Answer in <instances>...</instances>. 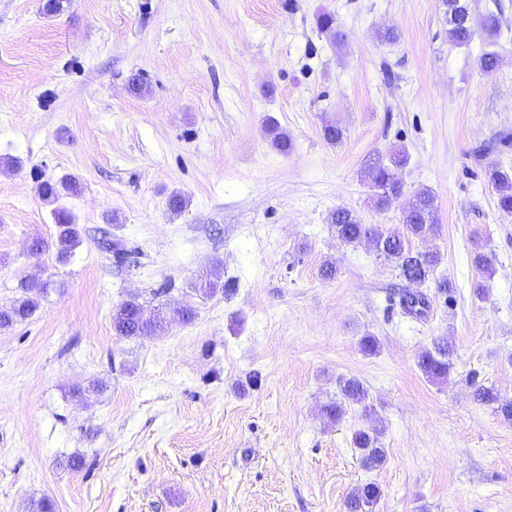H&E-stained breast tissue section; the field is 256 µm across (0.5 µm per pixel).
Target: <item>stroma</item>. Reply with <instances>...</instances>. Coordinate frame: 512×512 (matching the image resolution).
Here are the masks:
<instances>
[{
	"label": "stroma",
	"mask_w": 512,
	"mask_h": 512,
	"mask_svg": "<svg viewBox=\"0 0 512 512\" xmlns=\"http://www.w3.org/2000/svg\"><path fill=\"white\" fill-rule=\"evenodd\" d=\"M498 2L486 75L485 33L449 45L442 0H0V306L23 280L48 285L0 329V512L44 497L55 512H346L365 482L383 491L376 512H512V423L474 397L512 399V216L485 177L512 167L491 149L512 133V0ZM323 11L343 41L318 30ZM388 28L397 41L378 39ZM397 149L404 192L379 212L369 174ZM66 176L82 242L61 262L28 247L56 233L39 183ZM425 189L439 223L411 246L441 262L415 319L392 264L327 218L343 207L394 231ZM105 230L137 266H115ZM203 274L213 292L195 291ZM132 295L197 316L115 336ZM438 336L454 350L442 382L417 365ZM343 376L367 403L333 424L322 407ZM371 418L388 461L368 470L351 435Z\"/></svg>",
	"instance_id": "obj_1"
}]
</instances>
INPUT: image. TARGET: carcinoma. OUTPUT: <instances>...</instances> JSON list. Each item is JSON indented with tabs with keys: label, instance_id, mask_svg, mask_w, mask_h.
<instances>
[{
	"label": "carcinoma",
	"instance_id": "obj_1",
	"mask_svg": "<svg viewBox=\"0 0 512 512\" xmlns=\"http://www.w3.org/2000/svg\"><path fill=\"white\" fill-rule=\"evenodd\" d=\"M446 7L445 15L448 23V42L455 47L468 45L474 35L472 26V0H443ZM500 62V55L495 50H486L478 58V67L486 75L494 73ZM408 162L407 154L402 150L393 152L389 164H380L371 172L372 182L376 188L373 198L374 207L384 210L398 198L403 189L401 173ZM486 176L492 187L498 192V209L512 215V173L501 166H491ZM73 181L63 180L60 184L45 181L39 193L49 203L56 202L61 191L72 189ZM437 207L434 196L428 191L419 192L411 206L402 216V229L385 232L376 224H364L353 213L344 208L332 211L328 216L329 224L336 238L348 244L367 242L374 246L386 259L395 263L399 276L411 287L400 297L403 313L422 318L429 309L428 295L421 291L433 275L440 255L431 250H415L411 247V239H422L436 229ZM56 247L62 259L80 243V232L77 225L70 221L66 211L59 210L56 214ZM100 248L108 252L117 266L131 264L132 250L121 240L105 238ZM20 296L11 303L0 308V328L7 329L18 322L32 317L40 305V299L46 284L36 281H25L18 285ZM166 317L160 313H149L144 305L133 297L120 304L112 314V329L115 335L125 339L140 336H153L163 331ZM452 346L448 337L439 336L432 345L420 352L417 365L422 373L432 381H443L448 378L452 369ZM341 399L324 407V414L332 423L341 421L346 413L345 406L365 401L367 391L363 383L355 378H342L338 381ZM475 398L488 404L498 405V411L504 420L512 422V401L500 399L492 388L478 385L474 391ZM381 429L373 425L366 429L359 428L352 434V444L358 451L363 465L369 469L383 467L387 462L386 449L380 440ZM382 497L381 488L366 482L356 486L346 501L347 512H375V507Z\"/></svg>",
	"mask_w": 512,
	"mask_h": 512
}]
</instances>
